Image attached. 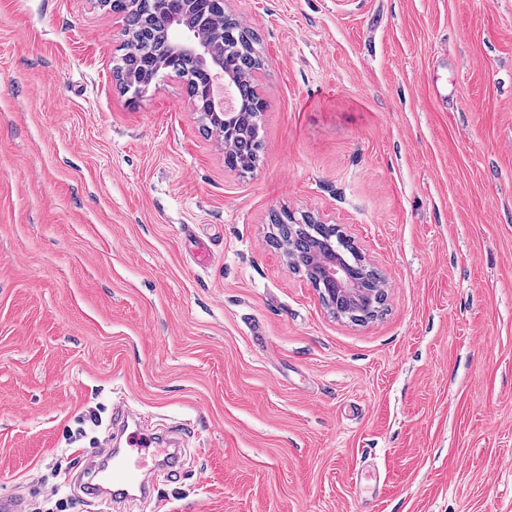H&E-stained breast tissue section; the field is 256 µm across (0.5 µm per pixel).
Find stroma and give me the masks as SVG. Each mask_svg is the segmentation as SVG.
Listing matches in <instances>:
<instances>
[{
	"label": "stroma",
	"instance_id": "35a3bbf8",
	"mask_svg": "<svg viewBox=\"0 0 512 512\" xmlns=\"http://www.w3.org/2000/svg\"><path fill=\"white\" fill-rule=\"evenodd\" d=\"M224 10L264 59L247 171L172 70L117 86L122 15L0 0V497L38 512L124 399L195 425L170 512H512V0ZM283 212L340 226L377 318L329 312Z\"/></svg>",
	"mask_w": 512,
	"mask_h": 512
}]
</instances>
